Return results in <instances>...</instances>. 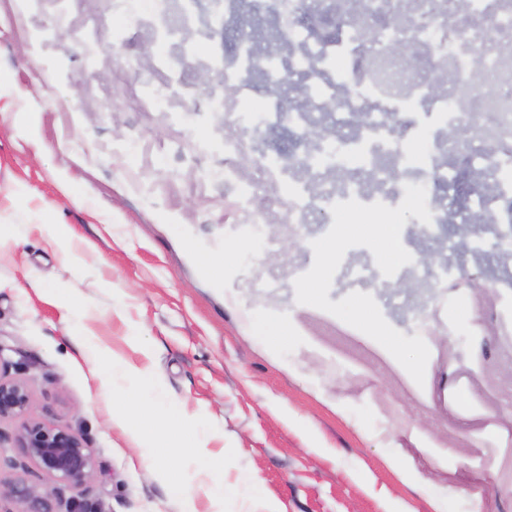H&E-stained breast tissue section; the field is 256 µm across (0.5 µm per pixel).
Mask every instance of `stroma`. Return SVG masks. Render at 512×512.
<instances>
[{
	"label": "stroma",
	"mask_w": 512,
	"mask_h": 512,
	"mask_svg": "<svg viewBox=\"0 0 512 512\" xmlns=\"http://www.w3.org/2000/svg\"><path fill=\"white\" fill-rule=\"evenodd\" d=\"M112 0H0V378L24 381L32 417L80 430L95 467L89 498L104 512H178L151 459L112 428V401L91 372L98 349L153 371L168 397L210 421L213 451L234 450L225 481L244 473L277 512H512V446L480 440L485 423L512 432V278L497 275L495 238L473 247L454 224L403 228L402 287L372 289L386 321L421 335L425 383L366 334L298 304L294 281L314 261L329 215L287 223L283 188L256 199L247 223L202 171L224 163L223 113L206 109L204 61L233 44V23L200 5L196 56L184 64L188 123L147 92L168 77L152 60L150 12L110 42ZM70 225L80 260L62 264L38 229ZM233 256L222 280L204 259ZM377 275L372 252L349 249L328 297ZM44 282L36 295L30 279ZM79 298L95 336L78 355L55 296ZM290 335L274 344L272 334ZM0 421V480H52L21 463Z\"/></svg>",
	"instance_id": "1"
}]
</instances>
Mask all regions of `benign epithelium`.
<instances>
[{"mask_svg": "<svg viewBox=\"0 0 512 512\" xmlns=\"http://www.w3.org/2000/svg\"><path fill=\"white\" fill-rule=\"evenodd\" d=\"M32 400L25 383L0 380V420L19 421L11 438L13 447L58 484L77 491L67 512H102L89 504L84 484L95 459L85 438L66 426L45 423L31 417ZM6 493L21 506L19 512H57L55 490L38 491L22 478L5 484Z\"/></svg>", "mask_w": 512, "mask_h": 512, "instance_id": "benign-epithelium-1", "label": "benign epithelium"}]
</instances>
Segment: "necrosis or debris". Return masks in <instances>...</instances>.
<instances>
[{
	"instance_id": "obj_1",
	"label": "necrosis or debris",
	"mask_w": 512,
	"mask_h": 512,
	"mask_svg": "<svg viewBox=\"0 0 512 512\" xmlns=\"http://www.w3.org/2000/svg\"><path fill=\"white\" fill-rule=\"evenodd\" d=\"M280 23L290 50L288 59L278 70L288 78L305 81L310 97L307 109L320 111L332 105L336 114L350 113L360 128V135L333 137L321 135L306 140L304 125L288 120L281 99L273 98L257 113L247 116L240 125L224 127V165L206 170L207 179L235 188L236 201L249 207L268 185L282 180L285 169L278 158H269L257 181L240 179V160L245 142L255 128H269L271 121H288L291 128L289 150L294 163L305 174L304 179L288 185L289 223H305L313 211H330L334 203L356 199L364 204L380 202L397 207L406 184H421L433 195L430 207L433 223L446 219L436 195L450 184L448 172L441 165L426 167L414 162L406 148L407 140L400 125L434 127L432 151L453 148L464 122H482L485 113H493V138L500 149L493 162H485L479 154L465 159L466 167L478 170L482 177L496 184L492 193L472 202L463 221L467 224L512 222V76L503 64L504 34H512V0H466L471 24L460 38H452L451 20L455 4L443 0H371L383 16L404 12L412 17L404 29L377 27L382 43L375 53L364 49L358 26L344 24L336 38L320 39L311 34L303 9L304 0H280ZM197 0H180L171 9L170 0H151L155 19L152 44L157 65L177 72L179 60L193 53L188 35ZM425 42L433 64H444L459 79L460 91L442 95L429 93V75L424 65L408 66L404 59L409 44ZM354 66L360 90L342 96L346 82L338 60ZM256 52L250 42L241 41L225 52L220 65L205 64L204 73L244 94L249 79L257 73ZM369 170L377 185L376 192L364 188L357 170Z\"/></svg>"
}]
</instances>
